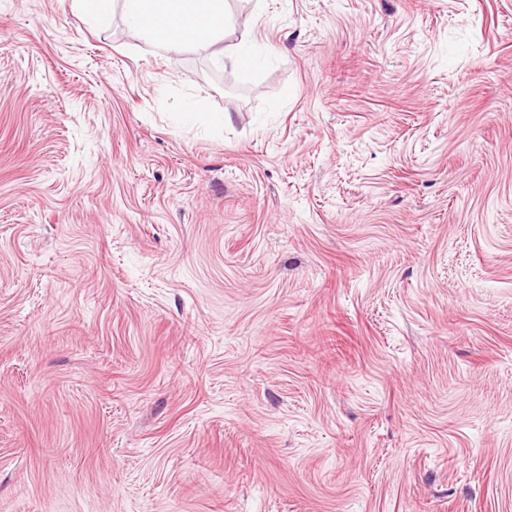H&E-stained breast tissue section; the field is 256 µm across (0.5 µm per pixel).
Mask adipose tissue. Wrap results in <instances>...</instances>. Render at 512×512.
Masks as SVG:
<instances>
[{
    "instance_id": "ef3b65f1",
    "label": "adipose tissue",
    "mask_w": 512,
    "mask_h": 512,
    "mask_svg": "<svg viewBox=\"0 0 512 512\" xmlns=\"http://www.w3.org/2000/svg\"><path fill=\"white\" fill-rule=\"evenodd\" d=\"M124 18L136 32L150 35L154 47L175 52L187 42L220 57L256 67L262 62L253 43L244 39L220 48V29L226 20L224 0H124Z\"/></svg>"
}]
</instances>
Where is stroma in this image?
Instances as JSON below:
<instances>
[{"mask_svg": "<svg viewBox=\"0 0 512 512\" xmlns=\"http://www.w3.org/2000/svg\"><path fill=\"white\" fill-rule=\"evenodd\" d=\"M226 9L0 0V512H512V0ZM124 18L133 31L150 35L158 50L176 52L190 42L224 57V47H217L226 21L224 0H124ZM227 51L234 61L242 65L258 67L262 62V58L255 51L254 44L248 39H243L232 45Z\"/></svg>", "mask_w": 512, "mask_h": 512, "instance_id": "obj_1", "label": "stroma"}]
</instances>
